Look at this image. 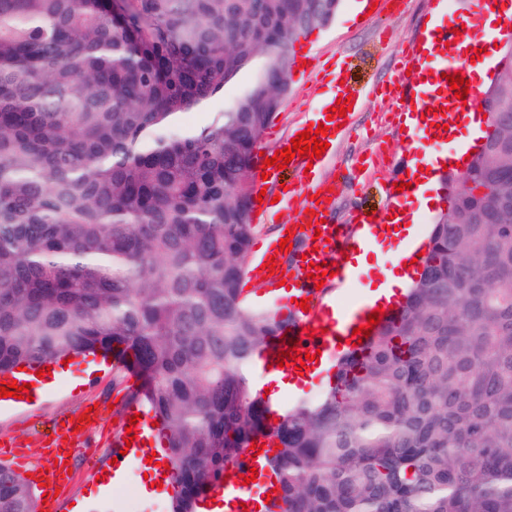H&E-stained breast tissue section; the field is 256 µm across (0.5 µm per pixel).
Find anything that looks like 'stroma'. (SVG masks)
<instances>
[{"mask_svg": "<svg viewBox=\"0 0 512 512\" xmlns=\"http://www.w3.org/2000/svg\"><path fill=\"white\" fill-rule=\"evenodd\" d=\"M357 2L342 0L331 24L300 37L311 57L310 73L292 81L275 120L278 134L284 135L308 119L327 91L321 80L325 67L334 57H344L348 72L343 88L362 96L363 102L351 131L338 141L332 166L321 174L334 194L331 216L337 224L349 223L360 211L380 218L388 212L389 187L407 166L406 146L418 134L407 131L396 115L400 101L387 98L383 88L403 70L407 55L419 49L428 20L438 11L437 0H390L384 16L358 22L352 18ZM112 380L111 365L79 363L65 371L43 399L0 407V443L23 453L22 463L0 455V464L25 474L39 470L61 422L96 406V420L74 440L71 478L54 501L55 512H72L77 502L83 503L84 512H169L170 487L142 496L140 473L132 465L112 493H94L98 476L112 470L113 437L127 420L122 412L126 391L114 388Z\"/></svg>", "mask_w": 512, "mask_h": 512, "instance_id": "stroma-1", "label": "stroma"}]
</instances>
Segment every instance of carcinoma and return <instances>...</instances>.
Returning a JSON list of instances; mask_svg holds the SVG:
<instances>
[{"label":"carcinoma","mask_w":512,"mask_h":512,"mask_svg":"<svg viewBox=\"0 0 512 512\" xmlns=\"http://www.w3.org/2000/svg\"><path fill=\"white\" fill-rule=\"evenodd\" d=\"M342 0H0V373L102 352L166 430L170 512L251 446L264 512H512V147L475 154L399 307L271 419L252 169ZM224 97L188 133L177 116ZM512 122V66L483 94ZM0 512H37L0 467Z\"/></svg>","instance_id":"carcinoma-1"}]
</instances>
